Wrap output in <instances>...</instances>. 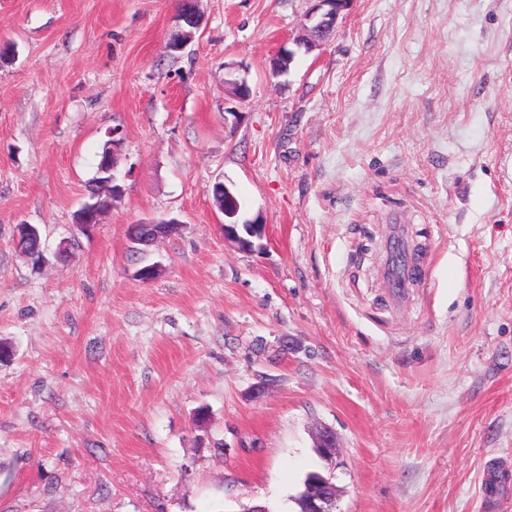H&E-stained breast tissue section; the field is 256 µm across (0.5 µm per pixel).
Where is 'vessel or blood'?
I'll return each mask as SVG.
<instances>
[{
  "label": "vessel or blood",
  "mask_w": 512,
  "mask_h": 512,
  "mask_svg": "<svg viewBox=\"0 0 512 512\" xmlns=\"http://www.w3.org/2000/svg\"><path fill=\"white\" fill-rule=\"evenodd\" d=\"M387 252L389 259L382 267V278L388 300L398 304L406 300L411 283L425 279L432 255L419 251L399 223L393 227Z\"/></svg>",
  "instance_id": "vessel-or-blood-1"
}]
</instances>
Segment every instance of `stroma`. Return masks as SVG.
Returning <instances> with one entry per match:
<instances>
[{"label": "stroma", "instance_id": "1", "mask_svg": "<svg viewBox=\"0 0 512 512\" xmlns=\"http://www.w3.org/2000/svg\"><path fill=\"white\" fill-rule=\"evenodd\" d=\"M198 6L173 54L178 0H0V512H298L311 472L336 512H512V0H352L311 50L313 0ZM401 212L433 262L394 307ZM115 137L116 135L112 136V147L111 143H108L107 151L97 170V176L102 182L110 184L112 191L108 192L106 197L91 193V202L85 201L82 204V208L77 216V225L82 229L97 224L102 213L112 205V200L120 197L123 193V187L117 183L115 174L120 164V154L118 152L119 139H115ZM221 198V206L218 210L224 214V236L228 239L234 240L242 249L251 248V246L247 245L248 242L244 238L250 240L253 244L251 238L262 237L264 226L261 217L257 216L252 220H246L239 223L242 206L237 196L226 185H224V194ZM237 224H251L252 227L250 232L253 237L249 236L240 225L239 232H243L247 236L245 237L242 235L244 237L243 238L237 231ZM177 224L180 223L175 220L147 221L131 224L128 227V235L133 244L148 248L158 238L167 236L172 228L177 227Z\"/></svg>", "mask_w": 512, "mask_h": 512}]
</instances>
